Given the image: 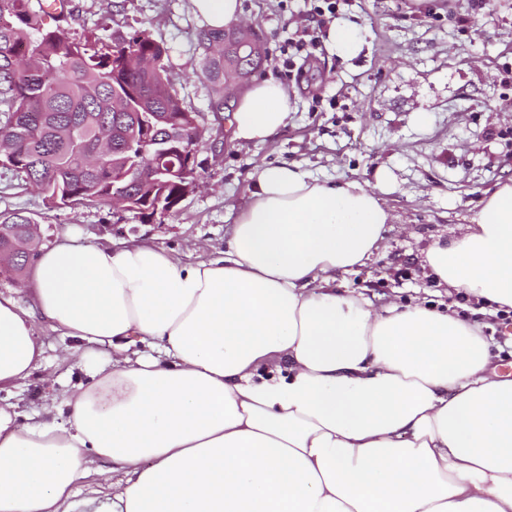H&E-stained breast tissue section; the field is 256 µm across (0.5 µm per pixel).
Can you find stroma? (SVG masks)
Listing matches in <instances>:
<instances>
[{"mask_svg":"<svg viewBox=\"0 0 512 512\" xmlns=\"http://www.w3.org/2000/svg\"><path fill=\"white\" fill-rule=\"evenodd\" d=\"M68 27L102 38L143 29L169 50L173 82L186 109L199 113L205 135L196 161L201 186L167 216L149 223L117 219L110 205L88 202L47 209L42 195L0 166V215L39 224L43 247L62 237L115 247L148 240L195 263L223 253L261 163L296 164L319 179L357 178L375 184L380 170L393 183L385 199L396 222L386 250L366 266L338 276L339 291L363 293L376 304L447 301L423 266L435 241L469 223L481 200L512 179V0H336V20L355 26L363 41L352 57L336 51L327 32L310 58L282 75L279 48L317 30L310 0H243L241 25L263 40L266 57L253 80H281L291 119L263 143L234 141L228 119L210 109L211 91L193 76L201 60L205 21L190 0H72ZM477 318L501 375L512 377V336L498 342L499 319ZM44 360L26 384L0 390V400L27 414L86 381L73 339L41 322Z\"/></svg>","mask_w":512,"mask_h":512,"instance_id":"obj_1","label":"stroma"}]
</instances>
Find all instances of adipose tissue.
Segmentation results:
<instances>
[{
    "instance_id": "1",
    "label": "adipose tissue",
    "mask_w": 512,
    "mask_h": 512,
    "mask_svg": "<svg viewBox=\"0 0 512 512\" xmlns=\"http://www.w3.org/2000/svg\"><path fill=\"white\" fill-rule=\"evenodd\" d=\"M290 115L279 81L253 83L232 137ZM252 178L223 257L62 242L33 265L34 308L0 294V388L38 369L39 315L89 376L49 421L0 404V512H512V378L476 325L336 291L386 247L380 191L297 165ZM425 261L483 313L512 309V183ZM101 460L122 478L89 508L74 488Z\"/></svg>"
}]
</instances>
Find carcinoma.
<instances>
[{"instance_id":"carcinoma-1","label":"carcinoma","mask_w":512,"mask_h":512,"mask_svg":"<svg viewBox=\"0 0 512 512\" xmlns=\"http://www.w3.org/2000/svg\"><path fill=\"white\" fill-rule=\"evenodd\" d=\"M44 13L33 0H0V103L7 107L0 161L51 208L110 203L112 186H123L143 222L151 203L125 178L128 160L139 151L137 113H155L158 133L174 145L198 146L183 140L185 107L170 77L168 49L145 30L109 42L77 37L63 26L72 14L67 7L49 29ZM224 34L210 27L197 34L202 61L195 77L217 96L214 112L224 111ZM232 62L247 74L261 65L241 37L234 40ZM29 223L18 213L1 218L9 233L0 237V249L27 237Z\"/></svg>"}]
</instances>
